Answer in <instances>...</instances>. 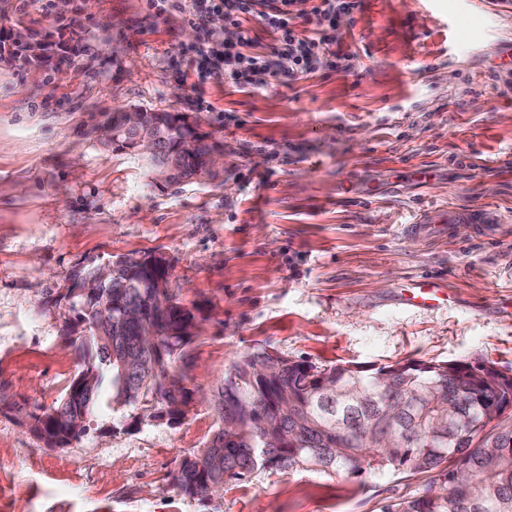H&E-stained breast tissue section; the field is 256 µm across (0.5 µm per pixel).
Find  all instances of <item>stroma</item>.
<instances>
[{
  "instance_id": "35a3bbf8",
  "label": "stroma",
  "mask_w": 512,
  "mask_h": 512,
  "mask_svg": "<svg viewBox=\"0 0 512 512\" xmlns=\"http://www.w3.org/2000/svg\"><path fill=\"white\" fill-rule=\"evenodd\" d=\"M15 5L0 0V31L78 51L34 78L0 58V512H379L423 494L426 474L258 467L203 503L172 475L243 353L512 374V0H362L336 25V67L261 91L182 79L195 33L146 0H70L61 30ZM134 106L199 117L228 148L223 180L158 186L90 135ZM425 210L440 229L410 232ZM132 253L164 255L195 316L192 400L176 422L104 403L47 447L31 417L80 368L73 275ZM425 275L446 298L407 304Z\"/></svg>"
}]
</instances>
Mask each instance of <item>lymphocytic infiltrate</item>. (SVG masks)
Here are the masks:
<instances>
[{
	"instance_id": "lymphocytic-infiltrate-1",
	"label": "lymphocytic infiltrate",
	"mask_w": 512,
	"mask_h": 512,
	"mask_svg": "<svg viewBox=\"0 0 512 512\" xmlns=\"http://www.w3.org/2000/svg\"><path fill=\"white\" fill-rule=\"evenodd\" d=\"M156 16L178 14L197 38L186 47L189 70L197 84L226 81L243 88L265 89L271 77L296 78L328 65L332 31L341 15L353 13L360 0H147ZM224 16L226 36L209 38L211 15ZM260 15L273 41L265 52L251 53L253 39L246 25L249 16ZM313 24L312 33L299 31L295 21Z\"/></svg>"
}]
</instances>
